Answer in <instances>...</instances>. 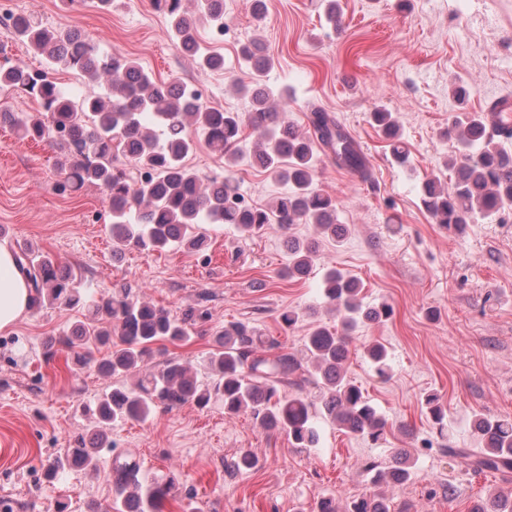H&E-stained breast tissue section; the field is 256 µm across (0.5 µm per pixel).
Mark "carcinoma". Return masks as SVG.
Listing matches in <instances>:
<instances>
[{
	"instance_id": "carcinoma-1",
	"label": "carcinoma",
	"mask_w": 512,
	"mask_h": 512,
	"mask_svg": "<svg viewBox=\"0 0 512 512\" xmlns=\"http://www.w3.org/2000/svg\"><path fill=\"white\" fill-rule=\"evenodd\" d=\"M182 0H152L155 9L169 22V33L180 52L207 69L224 68V57L205 51L196 37L197 25H224V10L217 0H198L195 15L187 14ZM14 35L27 42L53 69L72 70L92 83L101 84L104 94L77 98L65 92L49 73L34 72L22 63L0 65V92L26 93L38 102L32 112H16L0 101V128H9L26 140L46 142L60 158V193L76 192L87 184L103 188L109 201L110 233L116 250L133 245L143 250L174 248L198 250L206 236L199 224H233L240 233L251 235L277 228L288 244V268L284 276L302 279L312 270L318 240H301L290 235L294 224H313L318 235L343 242L349 228L337 223V202L330 193L315 187L317 148L329 152L336 166L362 180L371 179L367 158L345 127L320 108L312 110L314 136H306L278 111L276 94L263 82L271 57L264 46L251 42L241 57L251 68V111L247 117L205 105L200 98L184 94L179 84L156 79L138 61L119 52L103 54L81 31L72 27L45 26L36 17H24ZM372 124L391 141L395 161H407L400 126L392 113L377 108L370 113ZM262 133L253 162L288 192L268 209L251 207L239 197L229 180L205 186L198 174L185 164L193 152L189 128L202 133L208 146L236 162L245 154L240 140L244 124ZM166 131L161 139L153 130ZM459 159L455 160L452 186L439 176L426 180L421 200L435 223L463 232L475 215L485 218L512 210V154L499 142L512 139V126L489 127L484 113L475 112L452 124ZM32 288V306L61 310L88 306L96 324H79L65 336L46 346L49 358L56 347L71 349L75 343L88 348H107L99 359L74 354V361L95 364L107 376L142 374L131 389L114 388L96 402L97 429L89 444L65 448L47 466L56 479L71 468L95 471L99 467L109 424L146 421L157 409H172L188 403L205 407L214 399L224 402V413L248 412L259 426L284 433L294 448H312L317 443L315 418L321 413L345 433L373 443L386 439L387 419L378 413L363 389L347 376L346 363L353 343L352 332L360 323H381L392 315L390 305L366 308L357 280L331 269L323 278L322 294L329 311L336 315V328L315 326L300 352L268 355L264 347H278L250 324L234 322L214 329L215 348L207 358L212 382L198 381L190 366L172 357L155 365L154 345L187 339L192 329L209 319L194 308L173 318L166 309L133 298L127 291L106 299H95L75 276L51 258L22 249L16 253ZM364 355L376 374L388 376V352L373 341ZM319 388L317 399L307 386ZM426 413L439 432L447 430L446 408L435 393L423 402ZM481 451L448 447V456L474 472L512 470V419L477 413L472 420ZM413 449L397 448L393 463L367 465L377 484H402L413 473ZM139 465L119 455L112 458L115 498L113 512H158L171 495L176 476L150 485L138 479ZM314 512H391L380 494L365 495L336 505L331 497L319 498ZM469 512H512V492L497 491L474 502Z\"/></svg>"
}]
</instances>
